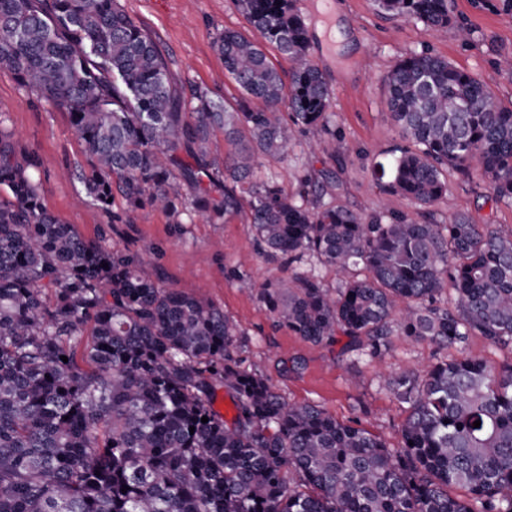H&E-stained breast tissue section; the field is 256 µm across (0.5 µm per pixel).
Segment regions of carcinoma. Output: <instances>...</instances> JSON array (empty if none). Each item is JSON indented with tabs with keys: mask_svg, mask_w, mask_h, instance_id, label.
Masks as SVG:
<instances>
[{
	"mask_svg": "<svg viewBox=\"0 0 512 512\" xmlns=\"http://www.w3.org/2000/svg\"><path fill=\"white\" fill-rule=\"evenodd\" d=\"M237 2L291 70L224 30L215 50L242 92L235 107L173 85L119 0H0V66L69 113L103 211L117 194L129 211L149 204L176 220L248 208L259 254L309 265L259 285L238 275L295 335L345 336L371 358L393 336L460 354L388 380L407 409L396 448L316 405H289L240 367V332L213 302L50 212L40 160L0 120V512H512V359L464 353L472 336L512 351V234L422 213L448 195L450 168H481L492 196L512 201V108L447 58L412 51L383 76L402 143L374 171L415 211L326 203L315 187L328 171L306 173L293 193L255 182L259 157L288 159L297 133L333 158L341 141L293 0ZM376 4L437 30L452 21L449 0ZM216 128L234 146L222 158ZM318 264L336 270V290ZM218 386L236 410L229 423L213 409ZM456 486L466 495H451Z\"/></svg>",
	"mask_w": 512,
	"mask_h": 512,
	"instance_id": "cac0c4a2",
	"label": "carcinoma"
}]
</instances>
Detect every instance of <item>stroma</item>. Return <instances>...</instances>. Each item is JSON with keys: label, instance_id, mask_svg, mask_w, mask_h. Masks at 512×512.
Instances as JSON below:
<instances>
[{"label": "stroma", "instance_id": "35a3bbf8", "mask_svg": "<svg viewBox=\"0 0 512 512\" xmlns=\"http://www.w3.org/2000/svg\"><path fill=\"white\" fill-rule=\"evenodd\" d=\"M128 15L160 46L172 80L195 83L213 99L236 105L240 91L224 74V62L213 45L230 28L243 34L252 29L236 0H119ZM340 38L327 49L318 35L325 16L321 0H295L311 34L310 52L333 89V128L343 152L331 159L307 135H299L287 160L261 158L257 179L274 178L295 191L310 169L331 170L329 201L371 214L383 210H410L399 195L383 191L372 161L399 143L397 129L385 107L382 78L405 53L427 50L448 58L456 67L476 76L501 102L512 108V74L501 68L512 59V10L504 0H452L454 28L440 32L420 22L393 18L379 11L374 0H332ZM467 39H459L456 26ZM0 117L14 140L43 163L41 178L48 208L74 225L86 240L136 255L160 274L163 282L186 294H201L223 309L242 334L244 366L265 377L291 404L313 403L338 421H360L362 426L397 447L405 418L403 406L386 386L387 379L404 370H420L437 360L455 356L456 348L440 349L403 336L391 339L379 359H352L341 344H313L294 335L237 282L244 272L259 281L290 277L294 265L269 260L256 250L254 229L239 214L214 224L202 213L173 223L169 214L149 206L128 212L115 198L110 211L98 208L86 195L81 175L88 156L65 109L20 88L12 72L0 67ZM429 219L446 223L460 213L476 224H492L502 234L512 233V202L494 201L478 168L448 172V196L429 209ZM121 223H113V215ZM301 367H294V360Z\"/></svg>", "mask_w": 512, "mask_h": 512}]
</instances>
